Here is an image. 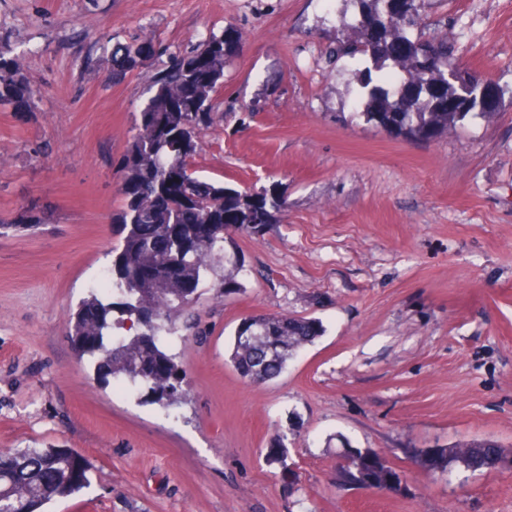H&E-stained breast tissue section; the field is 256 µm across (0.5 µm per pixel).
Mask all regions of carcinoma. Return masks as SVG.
<instances>
[{
    "instance_id": "carcinoma-1",
    "label": "carcinoma",
    "mask_w": 512,
    "mask_h": 512,
    "mask_svg": "<svg viewBox=\"0 0 512 512\" xmlns=\"http://www.w3.org/2000/svg\"><path fill=\"white\" fill-rule=\"evenodd\" d=\"M359 13L342 14L336 27L334 60L348 59L360 78L353 117L411 141L448 134L467 118H489L505 92L477 74L469 85L454 80L458 67L451 62L448 38L415 35L422 18L416 0H358ZM235 29L212 34L186 52L170 55L167 65L147 76L148 97L139 112L127 149L115 165L122 176L123 207L113 217L122 239L113 247L109 272L118 287V300L95 292L83 299L68 322V333L79 353L95 362L105 376L121 377L146 387L153 402L166 410L178 407L187 396L186 376L177 355L164 348L162 333L175 332L172 316L187 315L186 327L204 336L191 317L194 295L202 275L225 262L230 269L217 288L224 295L242 289L237 280L241 265L226 255L225 244L234 232L257 234V229L279 223L288 212L287 199L266 192L238 190L205 180L188 171L200 133L212 128L218 116L215 95L224 68L236 56ZM135 42L112 50L114 82L136 69ZM435 58L431 68L419 63L422 48ZM379 83L372 84V73ZM32 90L22 59L0 54V104L24 112ZM179 130L183 150L176 151L155 139L153 124L159 117ZM152 266L180 280L161 291L141 287L139 270ZM100 311L97 322L85 318V309ZM135 317L139 332L129 339H112L124 316ZM324 332L321 320L310 316L250 315L234 335L230 362L251 383L278 377L297 349L313 343ZM285 439H275L266 453L270 464L285 460ZM336 478L344 485L380 481L400 474L378 452L352 448L340 439ZM422 468L444 473L459 464L471 472L494 473L504 467L505 449L489 440L448 448L413 452ZM89 481L80 456L65 448H21L0 452V512H37L43 505L67 498Z\"/></svg>"
}]
</instances>
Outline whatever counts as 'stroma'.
<instances>
[{
  "label": "stroma",
  "instance_id": "obj_1",
  "mask_svg": "<svg viewBox=\"0 0 512 512\" xmlns=\"http://www.w3.org/2000/svg\"><path fill=\"white\" fill-rule=\"evenodd\" d=\"M355 0H0V53L21 56L26 112L0 106V451L69 448L90 484L46 512H512V464L428 474L424 448L491 438L512 455V105L415 142L351 119L359 86L327 52ZM454 58L512 89V0H421ZM235 27L222 119L190 167L269 189L288 215L233 233L240 293L218 274L195 306L206 342L172 348L188 397L174 410L122 393L82 358L67 322L112 259L122 206L113 162L147 97L109 81L112 48L152 62ZM319 318L324 333L276 379L228 361L251 314ZM287 435V459L265 452ZM383 454L406 489L336 481L327 442Z\"/></svg>",
  "mask_w": 512,
  "mask_h": 512
}]
</instances>
